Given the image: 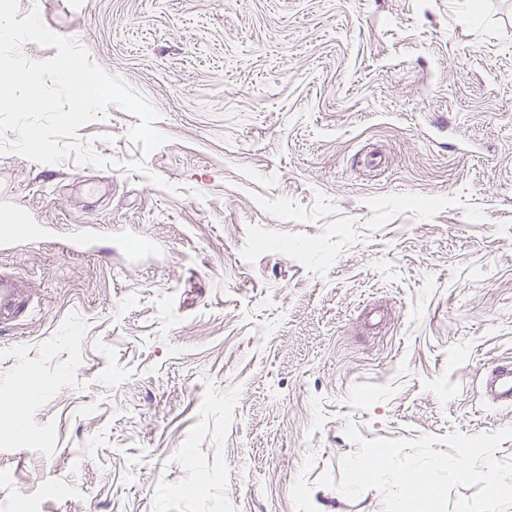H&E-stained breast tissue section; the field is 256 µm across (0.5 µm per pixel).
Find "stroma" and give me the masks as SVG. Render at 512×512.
Masks as SVG:
<instances>
[{
    "mask_svg": "<svg viewBox=\"0 0 512 512\" xmlns=\"http://www.w3.org/2000/svg\"><path fill=\"white\" fill-rule=\"evenodd\" d=\"M161 114L0 155L38 291L0 325V512H383L363 437L512 426V0H19ZM149 171L179 193L128 170ZM44 224L109 234L67 253ZM483 389L493 404L512 408V362L491 366L483 377ZM29 383V388H27L22 395V402L18 404L17 401L14 400L8 407L9 416L4 420L9 424L11 432H17L20 429L25 417V406L38 392L36 385L33 382Z\"/></svg>",
    "mask_w": 512,
    "mask_h": 512,
    "instance_id": "stroma-1",
    "label": "stroma"
}]
</instances>
